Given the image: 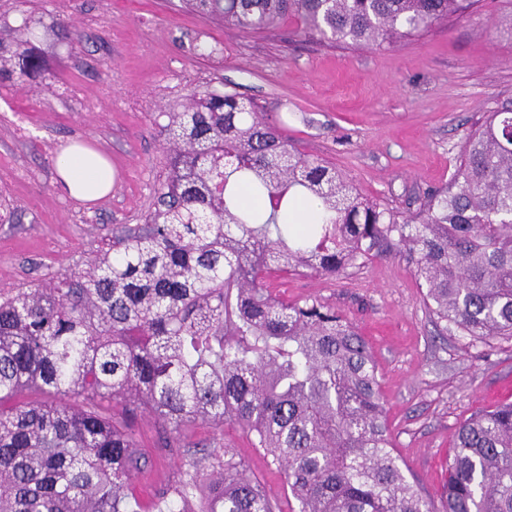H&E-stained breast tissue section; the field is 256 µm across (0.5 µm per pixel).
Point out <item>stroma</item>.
<instances>
[{"label": "stroma", "mask_w": 512, "mask_h": 512, "mask_svg": "<svg viewBox=\"0 0 512 512\" xmlns=\"http://www.w3.org/2000/svg\"><path fill=\"white\" fill-rule=\"evenodd\" d=\"M40 18L32 44L52 76L47 91L0 87V289L30 286L83 264L113 228L143 223L168 170L156 121L192 90L214 85L252 100L295 151L320 159L364 196L415 211L447 182L465 136L485 112L512 99V0L390 49L344 50L299 41L291 25L246 33L209 22L180 0H0V23ZM211 53L199 56L197 45ZM103 152L115 182L101 200L71 198L57 180L59 146ZM288 301L322 299L368 341L389 429L404 473L441 502L457 427L512 402V338L475 343L439 336L412 266L374 258L342 278L278 272ZM133 428L154 467L136 474L141 498L187 461L162 448L150 416ZM182 447L221 445L291 512L296 502L262 450L231 423L197 421Z\"/></svg>", "instance_id": "35a3bbf8"}]
</instances>
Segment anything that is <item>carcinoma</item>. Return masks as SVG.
<instances>
[{
  "label": "carcinoma",
  "instance_id": "carcinoma-1",
  "mask_svg": "<svg viewBox=\"0 0 512 512\" xmlns=\"http://www.w3.org/2000/svg\"><path fill=\"white\" fill-rule=\"evenodd\" d=\"M241 31L296 23L304 41L394 46L480 11L483 0H183ZM28 19L0 26V83L44 89L20 51ZM168 172L145 223L121 226L84 267L0 292V512H278L221 446L141 507L152 465L128 418L175 432L232 421L281 471L297 512H512V403L461 424L442 510L394 456L365 338L316 297L288 303L269 273L337 278L397 252L440 335L512 337V101L467 135L448 183L405 215L290 148L252 102L208 86L165 112ZM315 198L318 223L287 222ZM34 391L44 399L27 401ZM81 402H71V397ZM124 406L106 417L99 402Z\"/></svg>",
  "mask_w": 512,
  "mask_h": 512
}]
</instances>
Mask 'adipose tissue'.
I'll return each instance as SVG.
<instances>
[{
  "label": "adipose tissue",
  "instance_id": "adipose-tissue-1",
  "mask_svg": "<svg viewBox=\"0 0 512 512\" xmlns=\"http://www.w3.org/2000/svg\"><path fill=\"white\" fill-rule=\"evenodd\" d=\"M55 168L64 189L77 200L94 202L112 191V164L98 150L71 144L57 154Z\"/></svg>",
  "mask_w": 512,
  "mask_h": 512
}]
</instances>
